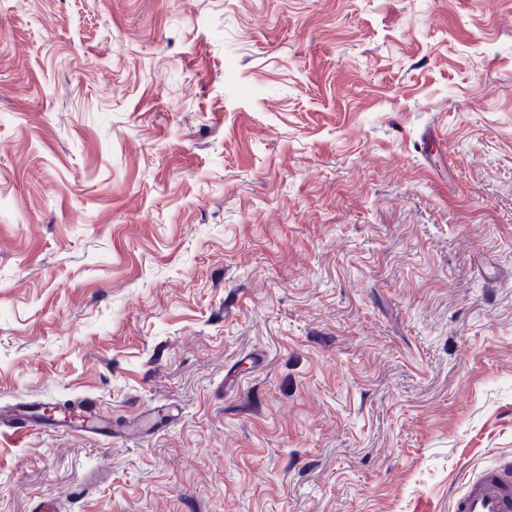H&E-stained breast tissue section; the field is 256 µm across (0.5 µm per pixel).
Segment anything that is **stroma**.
I'll return each mask as SVG.
<instances>
[{"label": "stroma", "mask_w": 512, "mask_h": 512, "mask_svg": "<svg viewBox=\"0 0 512 512\" xmlns=\"http://www.w3.org/2000/svg\"><path fill=\"white\" fill-rule=\"evenodd\" d=\"M83 398L0 512H450L512 457V0H0V412Z\"/></svg>", "instance_id": "obj_1"}]
</instances>
